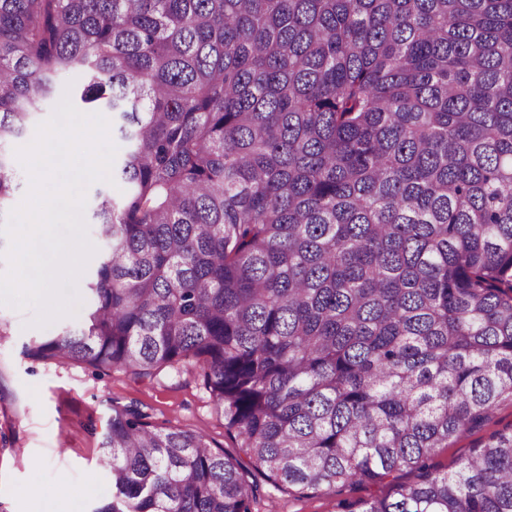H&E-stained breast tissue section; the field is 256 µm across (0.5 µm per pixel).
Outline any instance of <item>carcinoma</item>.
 I'll return each mask as SVG.
<instances>
[{"instance_id":"carcinoma-1","label":"carcinoma","mask_w":512,"mask_h":512,"mask_svg":"<svg viewBox=\"0 0 512 512\" xmlns=\"http://www.w3.org/2000/svg\"><path fill=\"white\" fill-rule=\"evenodd\" d=\"M74 71L124 191L30 353L193 359L273 483L389 486L348 512H512V429L428 464L512 403V0H0V222ZM99 464L94 512H253L240 460L133 404ZM52 114V112H49V113H44L40 120L34 124L33 126L30 127L28 133L26 134V136L21 139V140H18L17 142H15L12 146V151H13V155H14V159H15V163H16V167H17V172H18V183H19V186H18V189L16 190L15 194H14V198H13V201L11 203V209L15 206H17L24 198L27 190H28V187H29V178H28V175L26 173V171L24 170V168L22 167V165L18 162V160L16 159L15 157V149L18 148V147H22V146H25L27 144H29L34 136H35V132H36V128L38 126V124H40L41 122L45 121L47 118H49V116Z\"/></svg>"}]
</instances>
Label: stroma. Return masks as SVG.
<instances>
[{
	"mask_svg": "<svg viewBox=\"0 0 512 512\" xmlns=\"http://www.w3.org/2000/svg\"><path fill=\"white\" fill-rule=\"evenodd\" d=\"M36 314L0 306V512H36V499L25 488L38 485L60 503L82 497L93 512L112 497V483L99 468V442L113 404L137 403L159 429L183 428L202 433L225 455L240 457V442L224 426L199 368L190 361L141 380L112 370L60 357H35L27 348L53 327H31ZM512 429V404L493 411L479 430L464 434L430 460L441 471L489 435ZM247 478L258 487L253 512H340L346 501L384 495L386 486H355L300 492L275 485L256 471Z\"/></svg>",
	"mask_w": 512,
	"mask_h": 512,
	"instance_id": "stroma-1",
	"label": "stroma"
}]
</instances>
